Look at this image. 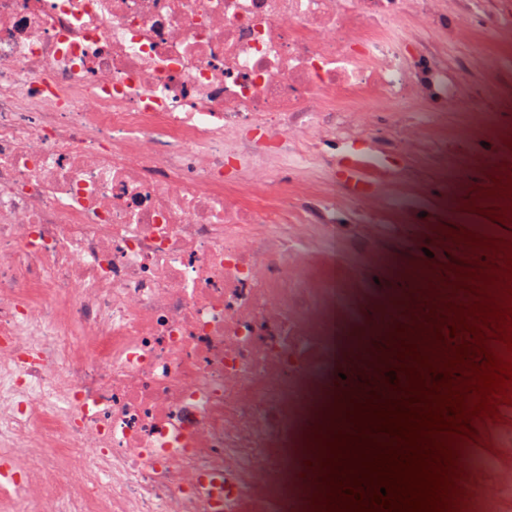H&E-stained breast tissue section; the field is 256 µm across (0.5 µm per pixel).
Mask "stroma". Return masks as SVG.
<instances>
[{"mask_svg":"<svg viewBox=\"0 0 512 512\" xmlns=\"http://www.w3.org/2000/svg\"><path fill=\"white\" fill-rule=\"evenodd\" d=\"M511 146L512 112L490 113L480 127L470 125L467 113H449L448 163L458 167L459 174L453 179L435 175L425 196L426 207L447 212V223L427 225L423 235L413 238L405 248L391 250L390 262L381 263L376 275L362 276L359 287H400L406 269L416 264L444 265L449 270L446 285H455L456 260L471 252L470 247L452 241L453 233L462 229L481 235L490 226L495 235L512 242V223L492 222L467 207L493 178L499 177L495 157Z\"/></svg>","mask_w":512,"mask_h":512,"instance_id":"1","label":"stroma"}]
</instances>
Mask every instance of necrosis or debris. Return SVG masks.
I'll return each instance as SVG.
<instances>
[{
    "instance_id": "obj_1",
    "label": "necrosis or debris",
    "mask_w": 512,
    "mask_h": 512,
    "mask_svg": "<svg viewBox=\"0 0 512 512\" xmlns=\"http://www.w3.org/2000/svg\"><path fill=\"white\" fill-rule=\"evenodd\" d=\"M454 111L512 112V0H0V512H314L336 395L441 293L416 267L367 329L353 283L421 233L389 159L447 168ZM369 141L405 224L343 262Z\"/></svg>"
}]
</instances>
